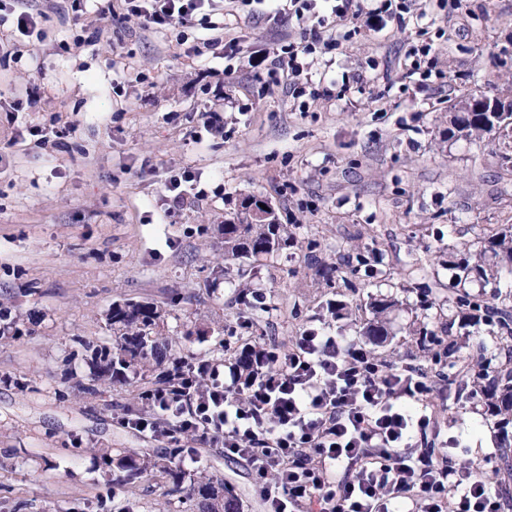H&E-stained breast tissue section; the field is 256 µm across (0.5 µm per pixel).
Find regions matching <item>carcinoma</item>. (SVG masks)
<instances>
[{
    "label": "carcinoma",
    "instance_id": "cac0c4a2",
    "mask_svg": "<svg viewBox=\"0 0 512 512\" xmlns=\"http://www.w3.org/2000/svg\"><path fill=\"white\" fill-rule=\"evenodd\" d=\"M512 117L498 115L492 117L485 112H468L463 115L454 114L451 123L459 137L480 139L493 131L494 124H502ZM224 234V258L238 260L240 258L257 257L269 254L278 249L282 242L288 241L287 231L281 229L276 216L262 220L254 218L244 222L228 221L222 228ZM480 249L469 253L464 261L456 266L457 285L465 286L466 282L479 280L485 284L500 282L502 273L492 259L504 255L512 260V230L498 232L489 237L479 239ZM392 307V302L380 300L373 306L375 316L362 329L364 336H385L387 329L384 314ZM469 312V318L482 322L489 327V332L502 340H512V312L505 308L499 309L489 305L480 294H472L466 290H457L448 294V313L454 310ZM158 312L150 304L127 301L112 307V328L120 332L116 346L91 345L82 343L85 350L91 352L96 364L102 367L101 375L112 381L126 382L128 372L137 362L160 364L167 356L168 345L158 340L154 328ZM432 351L431 363L443 366V359L454 353L452 345L432 333L427 339ZM476 385L480 392L498 401L497 409L505 416H512V366L505 363L500 368L492 366L488 361L482 366V372L476 376ZM117 468L122 476L118 484H130L141 478L147 471L145 461L135 455L128 454L118 459ZM197 495L201 498L202 512H239L237 497L223 482L209 478L197 482Z\"/></svg>",
    "mask_w": 512,
    "mask_h": 512
}]
</instances>
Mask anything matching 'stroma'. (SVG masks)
<instances>
[{
	"label": "stroma",
	"mask_w": 512,
	"mask_h": 512,
	"mask_svg": "<svg viewBox=\"0 0 512 512\" xmlns=\"http://www.w3.org/2000/svg\"><path fill=\"white\" fill-rule=\"evenodd\" d=\"M19 4L46 18L0 63V512H198L189 482L202 473L232 489L240 512H265L246 464L214 446L199 448L180 488L154 469L114 487L103 456L163 451L117 422L141 410L154 371L113 382L83 348L115 345L110 314L127 301L156 306L173 359L230 358L235 325L241 342L286 346L328 322L377 358L422 366L425 332L457 341L434 396L438 421L459 437V459L512 501L499 473L512 424L501 427L458 374L466 358L503 360L506 345L448 314L453 261L512 225L506 140L448 136L461 100L512 95V0H465L450 19L429 11L362 30L310 63L313 78H356L360 91L304 112L257 78L266 52L299 41V29L246 18L239 0H216L225 39L244 47L230 61L206 48L185 56L175 32L134 18L78 47L67 0ZM423 38L435 56L422 89L403 60ZM207 112L221 129L204 128ZM32 126L62 132L67 150L49 160ZM188 168L204 199L163 217L166 177ZM250 199L271 204L292 240L227 262L220 227ZM360 253L372 263L358 264ZM244 288L263 293L265 309L243 315ZM381 298L394 302L387 336H361Z\"/></svg>",
	"instance_id": "1"
}]
</instances>
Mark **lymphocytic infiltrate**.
Masks as SVG:
<instances>
[{
  "label": "lymphocytic infiltrate",
  "mask_w": 512,
  "mask_h": 512,
  "mask_svg": "<svg viewBox=\"0 0 512 512\" xmlns=\"http://www.w3.org/2000/svg\"><path fill=\"white\" fill-rule=\"evenodd\" d=\"M251 13L279 24L294 20L300 41L269 51L267 74L292 98L328 96L303 80L308 59L340 48L326 29L360 31L366 18L405 25L411 0H242ZM73 23L138 18L145 27L178 31L186 55L198 46L184 33L205 26L204 46L235 57L241 46L223 41L224 19L213 0H70ZM240 361L204 357L173 364V382L154 385L143 414L121 426L177 449L180 465L196 463L199 446L218 444L245 461L267 512H503L497 491L477 467L458 464L460 443L442 437L427 371L377 359L329 326L306 328L290 346L269 342ZM443 438L446 450L430 451Z\"/></svg>",
  "instance_id": "lymphocytic-infiltrate-1"
}]
</instances>
